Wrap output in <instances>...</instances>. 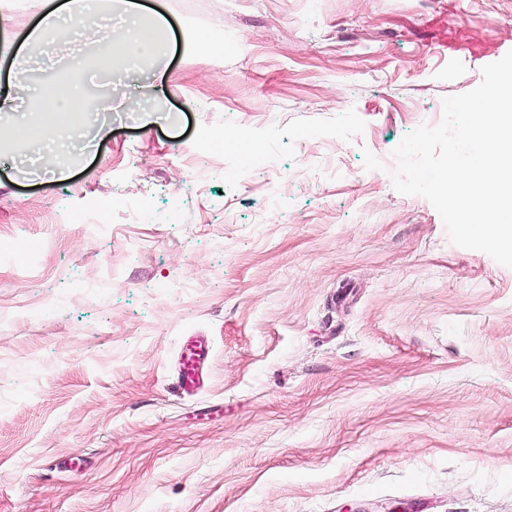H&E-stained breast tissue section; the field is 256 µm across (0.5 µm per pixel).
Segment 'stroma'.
I'll return each instance as SVG.
<instances>
[{"label":"stroma","mask_w":512,"mask_h":512,"mask_svg":"<svg viewBox=\"0 0 512 512\" xmlns=\"http://www.w3.org/2000/svg\"><path fill=\"white\" fill-rule=\"evenodd\" d=\"M14 2L1 86L111 84ZM145 2L177 36L136 63L151 123L88 113L109 135L38 170L0 141V512H512V268L390 175L512 0ZM209 349L201 341L185 342L179 354L177 383L182 392L196 391L202 383V366L207 361Z\"/></svg>","instance_id":"obj_1"}]
</instances>
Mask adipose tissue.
Returning a JSON list of instances; mask_svg holds the SVG:
<instances>
[{"instance_id": "adipose-tissue-1", "label": "adipose tissue", "mask_w": 512, "mask_h": 512, "mask_svg": "<svg viewBox=\"0 0 512 512\" xmlns=\"http://www.w3.org/2000/svg\"><path fill=\"white\" fill-rule=\"evenodd\" d=\"M119 23L111 27L101 24L104 11L102 0H62L51 5L50 0H28L35 24L28 30L29 44L67 43L80 39L91 44L105 43L106 56L83 62L88 71L121 68L134 58L158 54L168 47V22L158 12L146 13L141 0H115ZM29 86L17 83L8 86L0 106L13 112L12 126L5 131L8 139H18L32 145L49 147L62 143L77 126L83 114L96 108L86 87L80 82H52L38 86L39 105L21 108V101L32 92Z\"/></svg>"}]
</instances>
